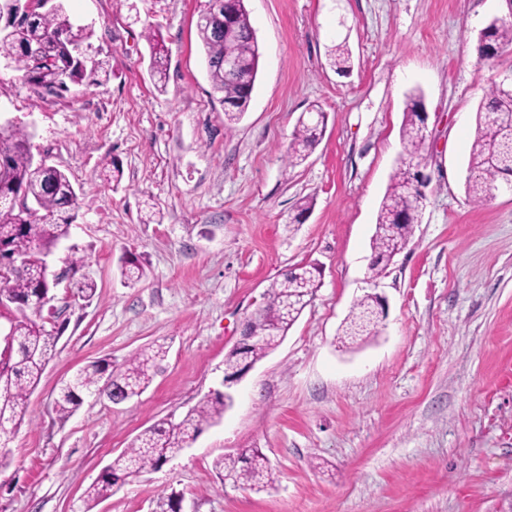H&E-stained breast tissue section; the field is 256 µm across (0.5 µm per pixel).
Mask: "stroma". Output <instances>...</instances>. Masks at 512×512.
I'll return each mask as SVG.
<instances>
[{"mask_svg": "<svg viewBox=\"0 0 512 512\" xmlns=\"http://www.w3.org/2000/svg\"><path fill=\"white\" fill-rule=\"evenodd\" d=\"M261 50L243 119L224 126L197 23L207 0H64L89 27L109 79L38 97L0 65V125L77 195L50 271L82 261L89 301L53 290L62 330L0 469V512H77L84 491L145 430L222 389L224 356L271 283L314 265L321 284L284 340L232 388L223 420L159 470L119 482L92 512H512V192L465 190L476 110L512 75V50L480 57V30L507 0H245ZM168 50L149 73L148 33ZM348 69L331 66L338 43ZM428 114L421 218L376 288L366 283L380 203L401 153L410 93ZM326 114L300 166L281 161L300 115ZM122 179L113 183L112 168ZM162 220L144 223L149 208ZM302 223H294L295 215ZM145 275L125 283L121 258ZM384 300L377 336L338 341L365 294ZM164 344L139 397L54 398L87 363L122 364ZM259 448L273 485H223L215 462Z\"/></svg>", "mask_w": 512, "mask_h": 512, "instance_id": "obj_1", "label": "stroma"}]
</instances>
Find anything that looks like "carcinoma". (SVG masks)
<instances>
[{"mask_svg":"<svg viewBox=\"0 0 512 512\" xmlns=\"http://www.w3.org/2000/svg\"><path fill=\"white\" fill-rule=\"evenodd\" d=\"M236 18L224 26V4L208 0V9L198 23L206 70L212 90L219 102H227L224 123H238L249 106L260 59L259 45L244 0H236ZM92 32L74 25L63 5L58 3L34 16H24L11 24L8 37L14 69L31 90L39 95L60 96L69 84H80L86 78L104 71L103 62L73 61L68 51L74 47H90ZM150 72L162 83L166 79L164 44L148 35ZM512 47V25L493 18L481 30L478 40L480 55L491 57ZM233 51L242 63L245 83H232L224 77V51ZM350 52L346 43L334 46L331 64L346 68ZM423 106L417 95L409 97L404 110L401 136L404 145L390 184L377 214L372 236V264L369 279L382 275L393 258L408 244L414 224L419 222L424 195L411 185V170L423 161L425 139L421 124ZM512 115V85L495 84L476 111V134L471 145L466 192L477 205L489 197L495 182L512 177V133L508 131ZM325 128V112L317 110L300 116L288 146L286 167L301 165L321 140ZM29 135L22 129L0 134V265L12 261L21 270L7 281H0L13 299L11 341L0 343V467L8 463L9 443L21 426L27 401L37 385L46 363L56 355L59 333L38 322L56 283L43 276L42 262L51 249L69 235L74 216H59L76 209L77 194L68 175L56 167H41L34 162L28 147ZM22 194L38 199L42 217L31 215L11 205V199ZM142 261L127 256L122 261L121 275L135 283L144 277ZM320 282L313 268L296 266L271 285L270 301L248 323L254 336L250 347L232 350L224 358V373L235 375L241 366L263 359L287 335L305 307L314 297ZM378 298L373 293L355 303L344 321L341 343L354 345L374 332ZM168 349L162 344L148 346L114 369L105 360H97L81 368L63 384L56 398V412L67 417L83 402L84 397L98 394L104 385L119 391L130 400L142 394L152 383L165 360ZM231 397L217 392L176 423L162 422L143 433L130 448L106 466L99 480L91 485L80 512H91V503L112 495L119 480L134 474L153 471L170 455L194 440L204 428L220 422L230 406ZM215 467L234 477L232 485H247L258 492L271 483L272 470L267 456L259 448H248L237 456L221 457Z\"/></svg>","mask_w":512,"mask_h":512,"instance_id":"cac0c4a2","label":"carcinoma"}]
</instances>
